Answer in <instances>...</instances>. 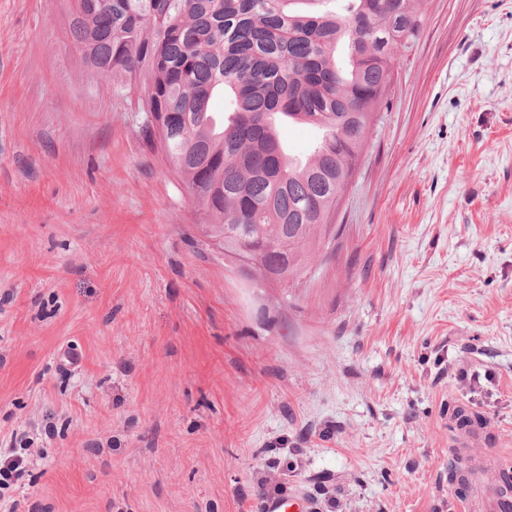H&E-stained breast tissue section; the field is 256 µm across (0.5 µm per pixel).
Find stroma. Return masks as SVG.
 Instances as JSON below:
<instances>
[{
    "label": "stroma",
    "mask_w": 512,
    "mask_h": 512,
    "mask_svg": "<svg viewBox=\"0 0 512 512\" xmlns=\"http://www.w3.org/2000/svg\"><path fill=\"white\" fill-rule=\"evenodd\" d=\"M311 274L244 280L58 0H0V438L19 512H460L512 459V0H423ZM269 483L270 480L265 479L259 484L260 499H268L260 501L258 508L260 512H288V510L291 508H296V512L306 511L308 508V503L306 500L297 497L294 493H288V489L282 492L284 490L282 483H277L273 486V488H268L267 485ZM277 494L280 495L276 498H273Z\"/></svg>",
    "instance_id": "35a3bbf8"
}]
</instances>
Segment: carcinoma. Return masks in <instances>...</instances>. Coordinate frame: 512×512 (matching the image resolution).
<instances>
[{
    "mask_svg": "<svg viewBox=\"0 0 512 512\" xmlns=\"http://www.w3.org/2000/svg\"><path fill=\"white\" fill-rule=\"evenodd\" d=\"M87 74L137 111L150 145L161 139L197 222L224 251L252 248L255 273L298 276L330 234L393 65L422 23L421 0H63ZM349 64H336L339 48ZM224 97L218 118L211 112ZM282 119L322 128L297 164ZM461 429L481 423L462 407Z\"/></svg>",
    "mask_w": 512,
    "mask_h": 512,
    "instance_id": "carcinoma-1",
    "label": "carcinoma"
}]
</instances>
